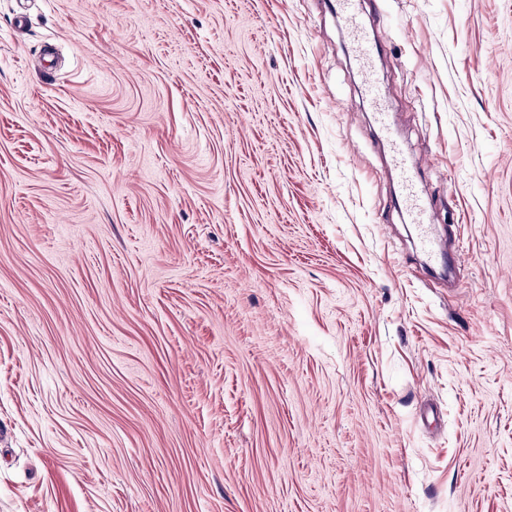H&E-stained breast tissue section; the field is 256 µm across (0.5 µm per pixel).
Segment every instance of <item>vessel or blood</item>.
<instances>
[{
    "label": "vessel or blood",
    "mask_w": 512,
    "mask_h": 512,
    "mask_svg": "<svg viewBox=\"0 0 512 512\" xmlns=\"http://www.w3.org/2000/svg\"><path fill=\"white\" fill-rule=\"evenodd\" d=\"M336 11L350 38L355 61L367 79L366 91L377 113L379 123H386L387 113L383 96L375 80H372V62L377 53V46L363 27L358 14V0H336ZM392 161L398 170L404 199L411 216L420 230L419 248L423 257L431 263L447 264L449 269H456L454 253L448 252L447 243L439 238L435 227L429 224L425 207L416 195L409 176V165L399 146H392Z\"/></svg>",
    "instance_id": "obj_1"
}]
</instances>
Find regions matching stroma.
Returning <instances> with one entry per match:
<instances>
[{
    "label": "stroma",
    "instance_id": "35a3bbf8",
    "mask_svg": "<svg viewBox=\"0 0 512 512\" xmlns=\"http://www.w3.org/2000/svg\"><path fill=\"white\" fill-rule=\"evenodd\" d=\"M0 0V512H512V0ZM358 0H336V12L350 38L355 61L361 69L367 83L368 97L377 112V118L386 137L389 138L392 161L399 171L404 199L415 224H418L419 248L423 257L430 263L444 265L448 261V269L455 273L457 281H460V270L456 258L448 248L447 240L439 238L435 232V224H429L425 207L420 198L415 194L413 184L409 176V165L400 147L391 136L390 125L387 122V110L383 96L372 77V62L377 53V46L371 40L363 27L358 14Z\"/></svg>",
    "mask_w": 512,
    "mask_h": 512
}]
</instances>
